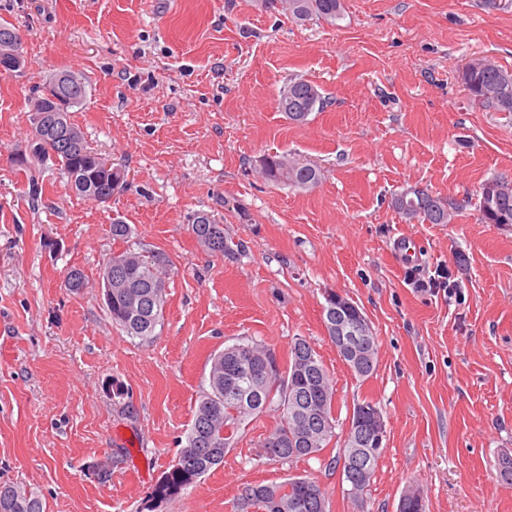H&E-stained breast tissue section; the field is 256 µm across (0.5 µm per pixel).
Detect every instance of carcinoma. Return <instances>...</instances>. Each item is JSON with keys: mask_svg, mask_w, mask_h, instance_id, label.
<instances>
[{"mask_svg": "<svg viewBox=\"0 0 512 512\" xmlns=\"http://www.w3.org/2000/svg\"><path fill=\"white\" fill-rule=\"evenodd\" d=\"M280 2L281 7L296 20L312 16L334 23L342 16L343 0H262V4ZM462 81L471 101L497 112H512V71L494 63L482 68H466ZM87 96V81L60 90L55 111L48 121L55 122L53 134L40 142V153L52 156L70 179L72 190L88 200L104 203L126 181L125 168L114 166L107 171L94 161L93 151L78 127L70 120L71 109L81 105ZM324 108V96L318 85L304 79L294 80L278 100V109L288 120L303 124L313 112ZM297 158L287 153L266 154L259 170L268 183L298 188H312L324 179L321 168L311 162L295 164ZM499 192L481 194L478 211L487 224H512V181L496 178ZM454 207L446 208L443 199L428 189L408 214L406 221L426 224H449ZM188 227L196 241L215 255L233 250L234 242L224 236V228L204 211L188 217ZM109 233L114 241L128 247L114 253L102 264L99 278L110 280L118 287L112 289V303L107 306L112 323L132 339L148 341L164 324L166 279L169 276L168 258L161 252H137L129 245L133 235L130 225L117 220ZM270 348L259 342L233 344L210 357L209 390L200 396L194 422L186 436L172 470L159 486L161 496H173L194 484L213 468L221 465L230 450L235 435L246 420L273 410L278 421L269 438L279 441L278 447L265 449L262 457L274 461L292 462L316 457L336 437V390L319 355L304 338L291 344L285 367L260 370L268 361ZM320 397L322 412L328 421L327 429L310 445H295L294 422L290 419L292 400L298 387ZM257 390L266 408L246 411L243 395ZM379 456L372 457L369 477L359 478L355 485L347 484V498L354 504L363 502V493L373 481ZM26 488L11 481H0V512H46V503L35 491L24 494ZM234 512H327V501L319 485L307 477H290L279 483H254L244 486V492L233 503ZM398 512H426L424 498L416 491L405 493L399 500Z\"/></svg>", "mask_w": 512, "mask_h": 512, "instance_id": "carcinoma-1", "label": "carcinoma"}]
</instances>
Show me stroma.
<instances>
[{"label":"stroma","instance_id":"stroma-1","mask_svg":"<svg viewBox=\"0 0 512 512\" xmlns=\"http://www.w3.org/2000/svg\"><path fill=\"white\" fill-rule=\"evenodd\" d=\"M336 24L294 21L260 0H0L25 69L0 76V481L40 493L47 512H232L246 484L302 475L328 512H397L419 490L427 512H512L498 463L512 455V224H486L480 186L512 179V112L468 100L476 60L512 70V0H343ZM84 73L73 122L125 168L106 203L82 199L51 159L16 173L35 92ZM318 84L302 125L277 108L289 80ZM296 153L325 177L310 190L255 171ZM39 183V202L30 186ZM416 186L458 208L450 224L405 223L395 194ZM206 211L233 251L201 247ZM136 248L167 255L164 325L142 342L115 328L98 288L114 220ZM414 239L425 271L445 265L456 297L416 291L390 249ZM89 277L73 294L71 268ZM363 308L379 341L361 380L322 323L328 292ZM321 356L336 388V434L355 403L379 407L384 449L361 505L330 461H257L274 412L248 419L215 471L169 499L171 471L208 387L211 353L258 341L287 362L293 338ZM135 419L118 413L113 386ZM110 469L108 482L88 465Z\"/></svg>","mask_w":512,"mask_h":512}]
</instances>
